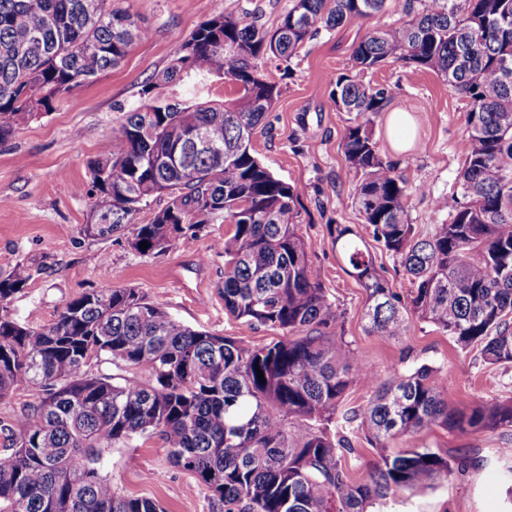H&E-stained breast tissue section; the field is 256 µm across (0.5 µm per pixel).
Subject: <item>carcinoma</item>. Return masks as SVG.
<instances>
[{"label": "carcinoma", "instance_id": "1", "mask_svg": "<svg viewBox=\"0 0 512 512\" xmlns=\"http://www.w3.org/2000/svg\"><path fill=\"white\" fill-rule=\"evenodd\" d=\"M388 5L401 17L368 30L328 84L333 103L354 115L343 134L354 201L410 277L409 302L382 279L362 236L338 225L333 243L366 290L369 332L399 338L413 315L463 350L481 348L490 364L512 363V0H292L273 30L222 13L182 42L144 92L185 67L193 77L224 75L239 97L128 109L112 153L91 161L89 183L78 187L90 199L83 232L127 230L136 251L162 254L222 219L224 308L245 329L283 336L258 347L195 330L135 288L87 291L53 323L23 325L11 303L31 274L15 265L0 279V400L22 384L42 394L9 429L0 512H164L121 495L101 473L107 450L153 436L224 512H368L468 466L465 455L448 460L430 448L389 453L392 440L432 427L512 428V400L450 408L442 367L384 376L345 340L344 313L300 233L295 188L254 153L253 135L279 96L257 60L287 66L312 32ZM148 36L111 0H0V140ZM394 62L440 75L470 104L460 198L427 239L409 224L410 190L374 136L392 89L364 78ZM160 195L167 202L153 219L134 223L137 205ZM91 347L95 360L140 376L94 372ZM353 386L371 393L359 409L345 405ZM338 420L358 423L379 449V463L358 479L343 462L354 452L349 433L329 429Z\"/></svg>", "mask_w": 512, "mask_h": 512}]
</instances>
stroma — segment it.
<instances>
[{
    "instance_id": "35a3bbf8",
    "label": "stroma",
    "mask_w": 512,
    "mask_h": 512,
    "mask_svg": "<svg viewBox=\"0 0 512 512\" xmlns=\"http://www.w3.org/2000/svg\"><path fill=\"white\" fill-rule=\"evenodd\" d=\"M130 10L150 30L125 59L93 81L60 98L51 112L16 126L0 142V277L16 264H27L32 278L15 295L11 313L20 323H51L67 302L93 289L134 287L160 303L185 325L263 346L278 339L268 327L242 329L224 308V253L218 243L227 224H209L196 237L180 240L161 255H144L130 247L127 235H85L89 199L78 185L89 179V163L112 151L123 112L145 102L178 101L186 105L221 103L236 89L221 76L197 82L187 78L145 92L148 79L163 71L181 42L203 21L228 12L253 18L275 29L291 0H127ZM394 12L335 29H322L306 40L289 70L259 61V71L275 82L279 95L257 128L256 156L278 178L296 187L300 231L320 270L331 301L345 314L344 336L382 372L427 363L448 371V404L466 410L479 402L512 400V364L490 365L479 349L461 350L432 324L413 319L398 339L369 333L363 316L366 292L344 270L332 232L342 224L364 232L362 215L345 175L342 138L350 116L330 98L327 76L341 73L353 45L370 25H388ZM372 85L393 88L387 112L410 118L403 150H395L386 119L375 137L383 156L394 163L409 185L408 216L418 237L431 235L447 212L432 201L453 197L458 189L466 147V99L451 91L442 77L392 63L370 74ZM411 446L443 455L468 449L465 472L434 482L432 488L389 500L381 512H512L506 485L498 472L512 465V429L459 434L440 428L394 439L391 449ZM103 475L119 492L159 502L165 512H224L194 475L172 464L158 438L138 439L133 447L115 445L105 458Z\"/></svg>"
}]
</instances>
